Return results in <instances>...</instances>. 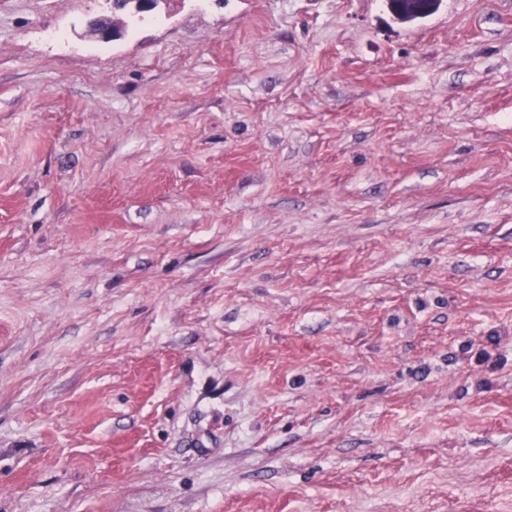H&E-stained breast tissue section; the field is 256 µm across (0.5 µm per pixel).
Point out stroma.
Segmentation results:
<instances>
[{"label":"stroma","instance_id":"1","mask_svg":"<svg viewBox=\"0 0 512 512\" xmlns=\"http://www.w3.org/2000/svg\"><path fill=\"white\" fill-rule=\"evenodd\" d=\"M0 512H512V0H0Z\"/></svg>","mask_w":512,"mask_h":512}]
</instances>
